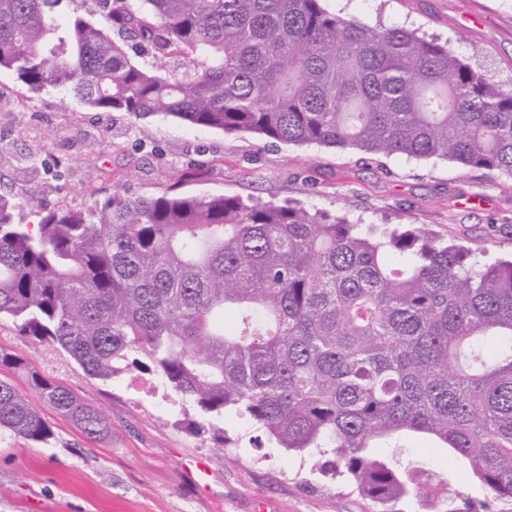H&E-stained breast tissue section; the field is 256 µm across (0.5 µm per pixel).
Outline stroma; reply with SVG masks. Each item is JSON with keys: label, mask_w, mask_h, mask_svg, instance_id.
<instances>
[{"label": "stroma", "mask_w": 512, "mask_h": 512, "mask_svg": "<svg viewBox=\"0 0 512 512\" xmlns=\"http://www.w3.org/2000/svg\"><path fill=\"white\" fill-rule=\"evenodd\" d=\"M327 10L374 26L398 25L448 44L489 81L512 84V0H325ZM251 197L378 224H416L483 251L512 257V176L443 158L373 159L353 150L293 145L177 119H130L55 92L32 94L0 71V192L35 196L17 211L39 221L38 204L83 209L111 196ZM0 349L25 359L103 413L110 424L87 440L44 404L24 372L0 369L50 422L36 444L0 434V512H372L368 500L324 477L321 458H301L235 412L202 414L174 405L166 387L88 376L56 346L0 320ZM430 469L474 502L491 493L465 462L424 437L386 447ZM209 475L195 485L189 460Z\"/></svg>", "instance_id": "obj_1"}]
</instances>
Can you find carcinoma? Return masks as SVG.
<instances>
[{
	"instance_id": "cac0c4a2",
	"label": "carcinoma",
	"mask_w": 512,
	"mask_h": 512,
	"mask_svg": "<svg viewBox=\"0 0 512 512\" xmlns=\"http://www.w3.org/2000/svg\"><path fill=\"white\" fill-rule=\"evenodd\" d=\"M0 0V70L102 112L512 174V87L448 45L368 26L323 0ZM103 17L101 25L90 19ZM142 50L170 62H137ZM0 195V316L91 377L154 378L205 414L249 417L279 447L332 454L386 506L448 502L443 481L372 448L424 434L512 512V260L487 264L415 224L382 226L237 196L130 197L84 210ZM34 392L82 434L108 420L24 359ZM0 431L50 423L0 381Z\"/></svg>"
}]
</instances>
